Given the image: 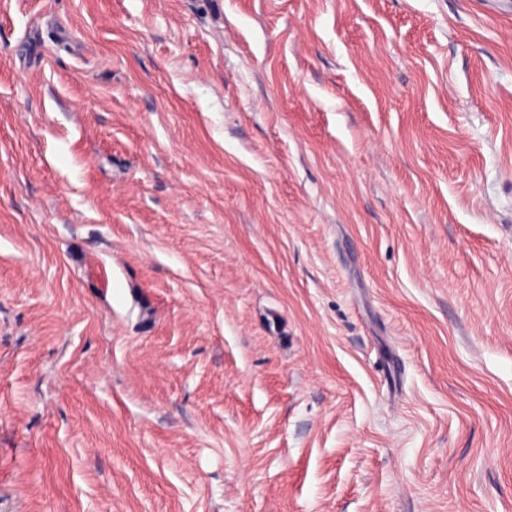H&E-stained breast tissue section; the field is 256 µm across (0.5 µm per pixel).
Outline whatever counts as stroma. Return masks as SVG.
<instances>
[{
    "label": "stroma",
    "mask_w": 512,
    "mask_h": 512,
    "mask_svg": "<svg viewBox=\"0 0 512 512\" xmlns=\"http://www.w3.org/2000/svg\"><path fill=\"white\" fill-rule=\"evenodd\" d=\"M0 512H512V0H0Z\"/></svg>",
    "instance_id": "35a3bbf8"
}]
</instances>
